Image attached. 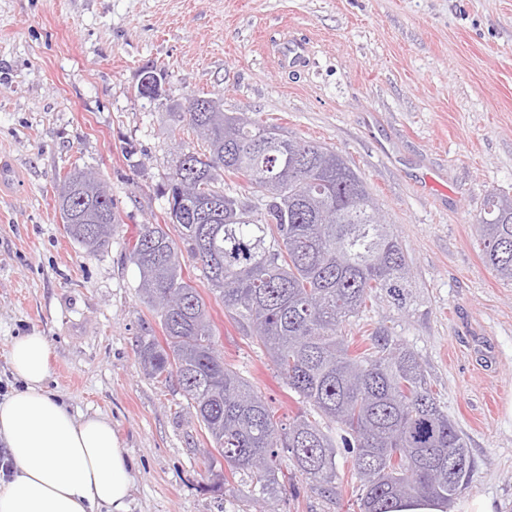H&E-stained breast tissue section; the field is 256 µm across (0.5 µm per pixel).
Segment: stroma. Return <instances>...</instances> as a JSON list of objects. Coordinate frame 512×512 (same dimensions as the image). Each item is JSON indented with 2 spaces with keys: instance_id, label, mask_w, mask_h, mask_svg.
<instances>
[{
  "instance_id": "obj_1",
  "label": "stroma",
  "mask_w": 512,
  "mask_h": 512,
  "mask_svg": "<svg viewBox=\"0 0 512 512\" xmlns=\"http://www.w3.org/2000/svg\"><path fill=\"white\" fill-rule=\"evenodd\" d=\"M305 38V69L283 71L272 41ZM165 75L168 107L139 97L144 69ZM222 98L228 113L341 153L365 179L408 257L412 299L379 296L347 326L358 347L377 326L414 350L475 469L462 495L512 512V284L477 248L484 196H512V0H0V397L13 385L12 339L51 347L48 390L76 414L109 417L137 463L130 512H350L295 477L261 505L211 492L209 443L181 414L176 380L147 378L139 337L160 331L141 300L128 243L162 223L179 145L174 104ZM94 172L121 218L89 256L68 237L57 189ZM184 275L210 307L226 362L281 417L300 405L262 346L218 305L196 261Z\"/></svg>"
}]
</instances>
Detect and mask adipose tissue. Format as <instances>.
<instances>
[{"label": "adipose tissue", "instance_id": "obj_1", "mask_svg": "<svg viewBox=\"0 0 512 512\" xmlns=\"http://www.w3.org/2000/svg\"><path fill=\"white\" fill-rule=\"evenodd\" d=\"M50 357L40 332L11 343L19 386L0 400V512H129L134 460L111 420L48 393Z\"/></svg>", "mask_w": 512, "mask_h": 512}]
</instances>
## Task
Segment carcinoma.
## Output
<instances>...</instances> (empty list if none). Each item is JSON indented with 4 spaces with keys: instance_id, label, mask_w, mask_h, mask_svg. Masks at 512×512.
I'll list each match as a JSON object with an SVG mask.
<instances>
[{
    "instance_id": "obj_1",
    "label": "carcinoma",
    "mask_w": 512,
    "mask_h": 512,
    "mask_svg": "<svg viewBox=\"0 0 512 512\" xmlns=\"http://www.w3.org/2000/svg\"><path fill=\"white\" fill-rule=\"evenodd\" d=\"M180 118L197 145L173 159L164 223L139 225L129 246L138 293L163 334L141 337L136 353L148 377L176 379L186 414L207 433L211 491L223 493L227 478L216 466L224 462L247 478L253 502L276 498L287 478L282 449L311 491L331 502L337 447L305 409L280 420L224 361L209 307L183 274L184 250L215 301L268 352L285 389L345 433L359 512H393L409 498L449 504L475 462L419 356L382 327L367 352L353 350L343 332L373 297L383 292L400 306L411 288L398 235L373 223L377 202L364 178L336 150L286 138L275 125L224 111ZM224 177L243 181L251 197L226 193ZM58 209L88 255L104 249L120 223L89 170L68 172ZM475 223L484 261L512 282V197L488 193Z\"/></svg>"
}]
</instances>
